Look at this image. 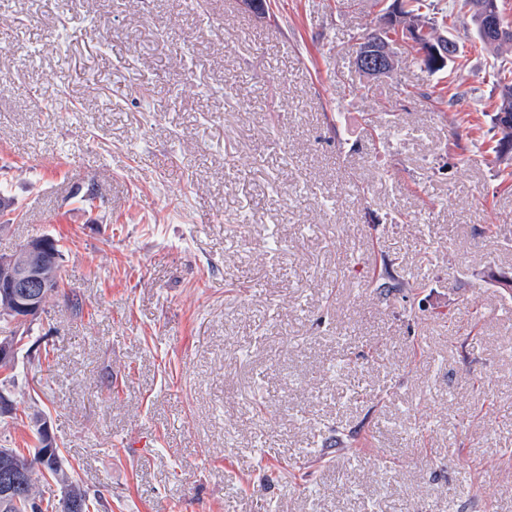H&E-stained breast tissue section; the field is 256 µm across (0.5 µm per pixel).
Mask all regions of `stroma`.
Wrapping results in <instances>:
<instances>
[{
	"instance_id": "obj_1",
	"label": "stroma",
	"mask_w": 512,
	"mask_h": 512,
	"mask_svg": "<svg viewBox=\"0 0 512 512\" xmlns=\"http://www.w3.org/2000/svg\"><path fill=\"white\" fill-rule=\"evenodd\" d=\"M447 2L448 67L371 81L380 0H0V255L82 303L0 445L47 423L98 512H512V45ZM499 86V104L496 108V112H494L495 118H491V120L493 127L497 128V134H499L500 137L496 140V145L491 149V151H486L481 157L482 160L488 164H494L495 166L498 165L500 172L504 173L505 170L509 168V164L511 165L512 161V151L508 154L503 153L510 151L509 145H504L502 147L503 152L500 150V145L504 141H508L512 145V79L509 81L504 77ZM500 113H509L511 115V122H499L497 119ZM501 165H504L502 169H500Z\"/></svg>"
}]
</instances>
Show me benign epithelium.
Returning <instances> with one entry per match:
<instances>
[{
  "instance_id": "obj_1",
  "label": "benign epithelium",
  "mask_w": 512,
  "mask_h": 512,
  "mask_svg": "<svg viewBox=\"0 0 512 512\" xmlns=\"http://www.w3.org/2000/svg\"><path fill=\"white\" fill-rule=\"evenodd\" d=\"M382 25L415 35L431 33L427 51L439 63H445L452 51L448 36L439 32V26L420 17L406 16L401 10V0H382ZM401 41H388L374 36L362 41L355 57L359 66L376 76H382L398 67ZM48 244L43 238L29 240L22 251L12 258L0 261V294L10 301V326L21 327L29 319L39 315L44 297L56 287L44 274V254Z\"/></svg>"
}]
</instances>
